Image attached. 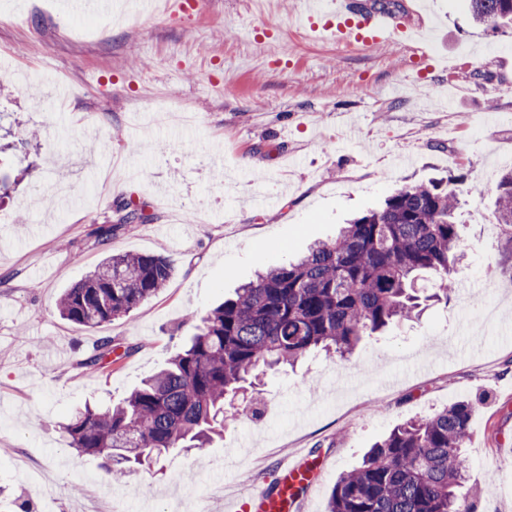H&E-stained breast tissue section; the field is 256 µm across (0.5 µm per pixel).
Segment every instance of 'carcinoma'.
I'll list each match as a JSON object with an SVG mask.
<instances>
[{"instance_id":"carcinoma-1","label":"carcinoma","mask_w":512,"mask_h":512,"mask_svg":"<svg viewBox=\"0 0 512 512\" xmlns=\"http://www.w3.org/2000/svg\"><path fill=\"white\" fill-rule=\"evenodd\" d=\"M472 18L512 24V0H468ZM460 178L404 185L382 208L361 214L339 235L295 262L266 270L212 308L190 342L128 396L86 406L62 425L69 447L103 460L111 479L133 464L174 448H203L224 432L225 396L261 368L293 364L311 353L344 357L365 336L384 333L421 307L414 288L431 275L427 299L448 303L462 254L457 228ZM497 221L512 240V168L497 184ZM115 227L134 232L150 221L119 199ZM174 274L164 257L109 255L82 281L64 289L59 315L86 329L133 312ZM112 352L105 338L84 362L94 374ZM474 404L455 402L428 418L396 426L362 465L339 477L329 512H472L461 448Z\"/></svg>"}]
</instances>
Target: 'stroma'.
Returning a JSON list of instances; mask_svg holds the SVG:
<instances>
[{
	"mask_svg": "<svg viewBox=\"0 0 512 512\" xmlns=\"http://www.w3.org/2000/svg\"><path fill=\"white\" fill-rule=\"evenodd\" d=\"M307 2L195 0L185 20L132 0L74 15L62 0H0V119L20 143L0 175L26 173L0 206V512H224L295 453L311 473L304 512H327L337 479L395 425L463 398L473 512H512V244L494 205L512 166V27L475 23L467 0H422L425 52L354 50L298 27ZM32 129L41 140L24 146ZM403 151L413 163L393 169ZM447 176L463 179L465 254L449 304L346 358L266 373L235 398L252 419L122 481L66 447L76 408L123 399L259 270L394 188ZM119 198L151 220L101 238ZM128 253L169 258L167 287L98 328L59 316L64 288ZM105 337L119 359L88 374Z\"/></svg>",
	"mask_w": 512,
	"mask_h": 512,
	"instance_id": "obj_1",
	"label": "stroma"
}]
</instances>
